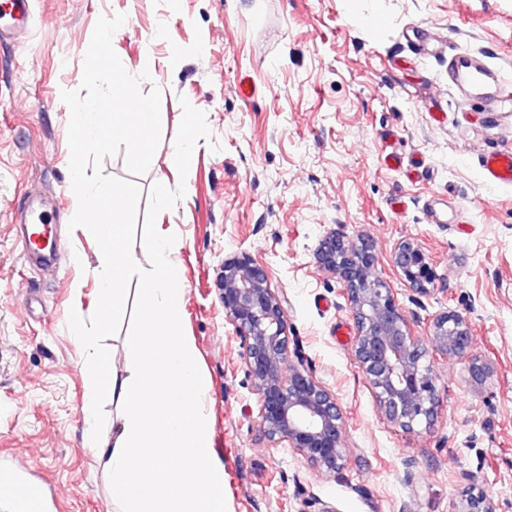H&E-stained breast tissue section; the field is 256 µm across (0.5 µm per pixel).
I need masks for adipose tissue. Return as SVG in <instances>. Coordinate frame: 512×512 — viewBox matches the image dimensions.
<instances>
[{
    "mask_svg": "<svg viewBox=\"0 0 512 512\" xmlns=\"http://www.w3.org/2000/svg\"><path fill=\"white\" fill-rule=\"evenodd\" d=\"M71 190L77 223L90 225L102 243L96 265L73 256L99 288L94 323L75 314L71 332L85 354V440L108 479L109 499L120 512H224L231 481L212 446L205 410L211 384L182 328L185 290L171 259L181 243L163 232L144 269L127 249L122 225L104 221L106 204L84 166H76ZM132 280L139 284L133 294ZM133 305L142 323L123 342L135 361L114 370L99 341ZM106 400L114 406L108 438L98 429Z\"/></svg>",
    "mask_w": 512,
    "mask_h": 512,
    "instance_id": "adipose-tissue-1",
    "label": "adipose tissue"
}]
</instances>
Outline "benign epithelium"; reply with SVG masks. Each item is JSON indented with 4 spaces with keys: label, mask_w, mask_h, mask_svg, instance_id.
<instances>
[{
    "label": "benign epithelium",
    "mask_w": 512,
    "mask_h": 512,
    "mask_svg": "<svg viewBox=\"0 0 512 512\" xmlns=\"http://www.w3.org/2000/svg\"><path fill=\"white\" fill-rule=\"evenodd\" d=\"M321 264L334 272L349 302L356 334L353 356L374 390L386 419L403 430L429 426L437 417L433 358H466L475 385L489 378V365L472 355L470 324L455 311H443L428 322L432 349L412 335L372 244L338 234L319 245ZM392 266L418 296L431 293L436 277L423 247L401 240L391 254ZM225 321L240 339L248 377L259 396L258 422L276 447L285 442L315 467L329 473L343 468L344 414L336 398L315 381L303 364L293 365L286 315L287 298L272 290L267 267L247 253L224 260L220 280ZM459 512H496L480 488L482 479L466 475Z\"/></svg>",
    "instance_id": "1"
}]
</instances>
